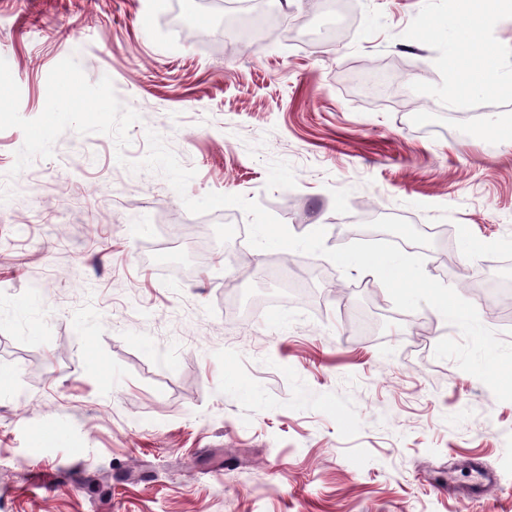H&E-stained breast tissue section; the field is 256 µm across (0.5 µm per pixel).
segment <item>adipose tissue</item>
I'll return each instance as SVG.
<instances>
[{
  "label": "adipose tissue",
  "mask_w": 512,
  "mask_h": 512,
  "mask_svg": "<svg viewBox=\"0 0 512 512\" xmlns=\"http://www.w3.org/2000/svg\"><path fill=\"white\" fill-rule=\"evenodd\" d=\"M454 17L461 20L456 37L448 49V55L459 79L448 87V97L454 108L466 109L474 90L496 91L512 86V80L504 78L496 63L495 49L484 44L486 22L499 18L503 11L512 7V0H453Z\"/></svg>",
  "instance_id": "obj_1"
}]
</instances>
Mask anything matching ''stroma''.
<instances>
[{
    "mask_svg": "<svg viewBox=\"0 0 512 512\" xmlns=\"http://www.w3.org/2000/svg\"><path fill=\"white\" fill-rule=\"evenodd\" d=\"M332 14L288 0L226 40L201 0H0L22 117L71 55L140 116L125 150L69 130L16 175L23 133L0 130V512H512V401L435 358L455 326L372 274L250 247L237 207L198 254L179 227L205 216L127 167L154 130L190 198L244 196L330 248L385 213L512 343L472 290L512 284V91L451 110L450 0H356L314 34ZM474 459L496 490L449 494Z\"/></svg>",
    "mask_w": 512,
    "mask_h": 512,
    "instance_id": "obj_1",
    "label": "stroma"
}]
</instances>
